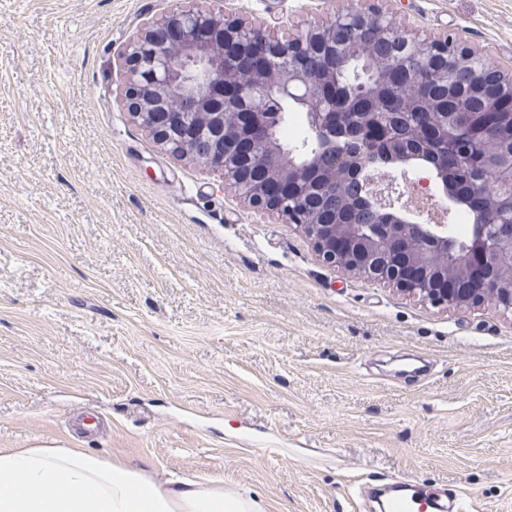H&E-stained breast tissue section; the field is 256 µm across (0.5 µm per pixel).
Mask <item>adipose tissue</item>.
I'll use <instances>...</instances> for the list:
<instances>
[{"label": "adipose tissue", "mask_w": 512, "mask_h": 512, "mask_svg": "<svg viewBox=\"0 0 512 512\" xmlns=\"http://www.w3.org/2000/svg\"><path fill=\"white\" fill-rule=\"evenodd\" d=\"M0 512H265L250 491L82 448L0 449Z\"/></svg>", "instance_id": "ef3b65f1"}]
</instances>
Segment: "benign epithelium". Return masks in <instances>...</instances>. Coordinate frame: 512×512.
Here are the masks:
<instances>
[{
  "label": "benign epithelium",
  "instance_id": "1",
  "mask_svg": "<svg viewBox=\"0 0 512 512\" xmlns=\"http://www.w3.org/2000/svg\"><path fill=\"white\" fill-rule=\"evenodd\" d=\"M377 40L396 42L403 52L380 66L369 99L383 96L395 73L408 86L425 76L444 92L459 87L448 76L465 73L485 117L512 86V71L488 60L473 68L462 33L420 38L380 10L351 7L282 39L222 11L175 7L126 45L128 109L169 153L220 172L249 206L300 227L323 261L434 306L483 305L512 316V224L494 213H475L462 238L452 225L418 224L394 204L373 205L374 224H350L347 211L328 205L374 167L377 147L366 133L394 136L401 126L399 112L375 110L349 93L323 96L360 45ZM243 60L247 69L240 70ZM275 102L304 109L308 142L289 146L277 138L288 113L272 111ZM450 131L444 109L432 137L409 135L404 148L394 138L382 152L399 171L428 172L419 179L423 190L448 207L463 202L460 177L448 174L436 152ZM346 133L359 137L357 149L341 150L332 166H323V144L336 146Z\"/></svg>",
  "mask_w": 512,
  "mask_h": 512
}]
</instances>
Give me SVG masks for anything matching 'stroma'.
I'll return each instance as SVG.
<instances>
[{"label":"stroma","instance_id":"obj_1","mask_svg":"<svg viewBox=\"0 0 512 512\" xmlns=\"http://www.w3.org/2000/svg\"><path fill=\"white\" fill-rule=\"evenodd\" d=\"M326 21L349 0H0V448H87L371 512L351 484L512 512V317L323 262L295 225L161 149L122 53L175 4ZM512 66V0H383Z\"/></svg>","mask_w":512,"mask_h":512}]
</instances>
